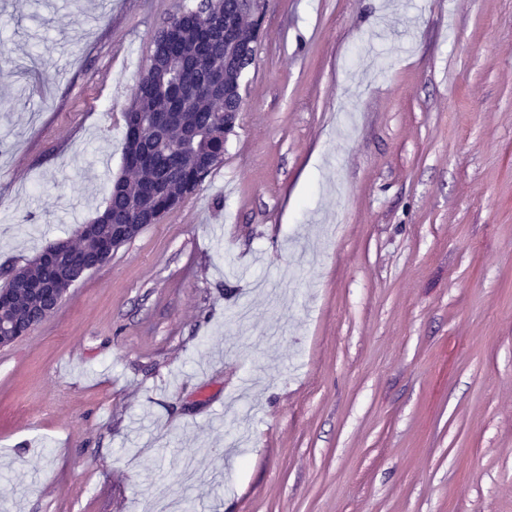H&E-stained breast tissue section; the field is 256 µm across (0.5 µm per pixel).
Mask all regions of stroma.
Returning a JSON list of instances; mask_svg holds the SVG:
<instances>
[{"label": "stroma", "mask_w": 512, "mask_h": 512, "mask_svg": "<svg viewBox=\"0 0 512 512\" xmlns=\"http://www.w3.org/2000/svg\"><path fill=\"white\" fill-rule=\"evenodd\" d=\"M183 0H0V283L102 209ZM224 159L0 347V512H512V0H270Z\"/></svg>", "instance_id": "1"}]
</instances>
